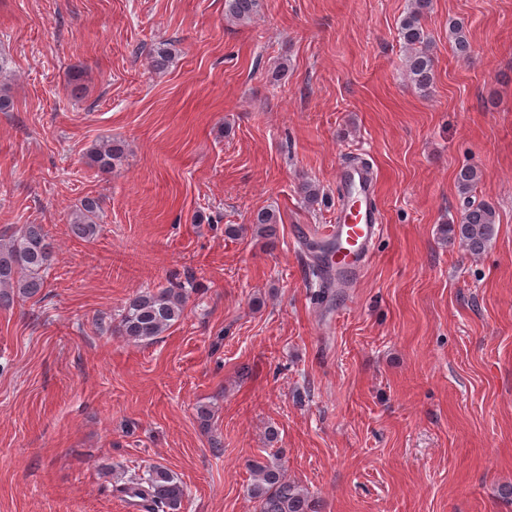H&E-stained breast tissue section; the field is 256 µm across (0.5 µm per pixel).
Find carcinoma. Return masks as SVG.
Here are the masks:
<instances>
[{
    "instance_id": "carcinoma-1",
    "label": "carcinoma",
    "mask_w": 512,
    "mask_h": 512,
    "mask_svg": "<svg viewBox=\"0 0 512 512\" xmlns=\"http://www.w3.org/2000/svg\"><path fill=\"white\" fill-rule=\"evenodd\" d=\"M432 0H410L398 27L399 38L406 50L405 67L411 81L426 89L434 80V58L429 49L425 19ZM260 0H225V14L239 24H248L257 15ZM459 57L470 55V43L462 27H451ZM122 142L106 140L87 152L89 163L102 172H110L123 159ZM481 180V173L469 166L462 167L456 182L461 193L471 192ZM253 223L270 235L277 224L276 214L260 211ZM495 211L484 204L471 205L459 223L448 227L465 250L474 256L484 253L495 232ZM100 226V205L95 197H85L71 214V234L83 241L96 237ZM53 242L43 224H24L17 234L0 241V308H7L17 297L32 298L45 286L51 265ZM194 288V277L176 286L136 294L123 308L116 331L135 342L153 340L162 335L184 314L188 289ZM255 476L250 485V497L258 503L259 512H317L316 503L303 489L288 481L281 467L274 463L251 465ZM113 491L138 512H181L186 496L183 483L168 468L157 465L139 473L133 471L115 485Z\"/></svg>"
}]
</instances>
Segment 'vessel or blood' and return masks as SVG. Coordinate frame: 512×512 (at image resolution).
<instances>
[{"label":"vessel or blood","mask_w":512,"mask_h":512,"mask_svg":"<svg viewBox=\"0 0 512 512\" xmlns=\"http://www.w3.org/2000/svg\"><path fill=\"white\" fill-rule=\"evenodd\" d=\"M336 192L334 223L305 228L302 236L321 248L332 286L342 291L360 281L386 227L377 205L378 177L368 164L358 161L343 165Z\"/></svg>","instance_id":"1"}]
</instances>
